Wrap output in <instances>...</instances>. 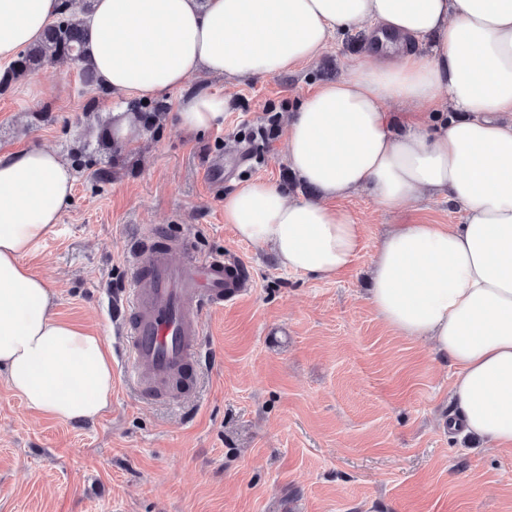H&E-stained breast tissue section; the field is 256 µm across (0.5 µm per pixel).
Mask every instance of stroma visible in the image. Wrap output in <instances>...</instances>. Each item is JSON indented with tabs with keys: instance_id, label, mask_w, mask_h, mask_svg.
Masks as SVG:
<instances>
[{
	"instance_id": "obj_1",
	"label": "stroma",
	"mask_w": 512,
	"mask_h": 512,
	"mask_svg": "<svg viewBox=\"0 0 512 512\" xmlns=\"http://www.w3.org/2000/svg\"><path fill=\"white\" fill-rule=\"evenodd\" d=\"M367 49L366 32H340L276 77L198 76L123 144L105 141L112 96L83 93L69 60L0 95V152L56 150L75 178L59 224L25 262L54 288L56 317L101 332L112 356V406L84 424L34 415L0 377V512H512V452L448 426L451 361L396 335L367 298L393 225L459 224L464 212L429 195L387 211L355 192L344 205L363 247L330 280L283 269L224 221L225 196L251 180L312 196L288 166L284 120ZM228 90L223 127L183 135L172 114L184 92ZM269 124L265 150L251 135ZM219 157L214 189L207 171ZM158 228L250 275L246 293L204 316L207 359L171 402L133 388L103 307L129 285L131 242Z\"/></svg>"
}]
</instances>
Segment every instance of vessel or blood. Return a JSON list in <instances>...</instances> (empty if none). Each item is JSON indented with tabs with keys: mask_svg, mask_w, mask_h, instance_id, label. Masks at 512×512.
Returning <instances> with one entry per match:
<instances>
[{
	"mask_svg": "<svg viewBox=\"0 0 512 512\" xmlns=\"http://www.w3.org/2000/svg\"><path fill=\"white\" fill-rule=\"evenodd\" d=\"M131 281L108 310L122 331V357L141 396L176 395V379L202 364L204 310L247 288L238 263L194 251L187 241L146 236L131 246Z\"/></svg>",
	"mask_w": 512,
	"mask_h": 512,
	"instance_id": "b4317fda",
	"label": "vessel or blood"
}]
</instances>
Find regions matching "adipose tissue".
Returning a JSON list of instances; mask_svg holds the SVG:
<instances>
[{
	"label": "adipose tissue",
	"instance_id": "adipose-tissue-1",
	"mask_svg": "<svg viewBox=\"0 0 512 512\" xmlns=\"http://www.w3.org/2000/svg\"><path fill=\"white\" fill-rule=\"evenodd\" d=\"M61 7L0 0V62L38 41ZM85 20L100 83L147 100L203 71L275 77L336 32L368 33V53L287 123L288 163L316 197L249 182L225 197L224 221L284 268L333 279L361 249L342 204L357 190L392 211L426 194L459 205L463 223L391 228L369 301L400 336L451 360L466 432L512 451V0H92ZM229 106L189 95L179 128L193 137L222 125ZM73 190L57 151L0 153V374L31 412L83 423L112 405V357L103 336L54 315V291L25 262Z\"/></svg>",
	"mask_w": 512,
	"mask_h": 512
}]
</instances>
